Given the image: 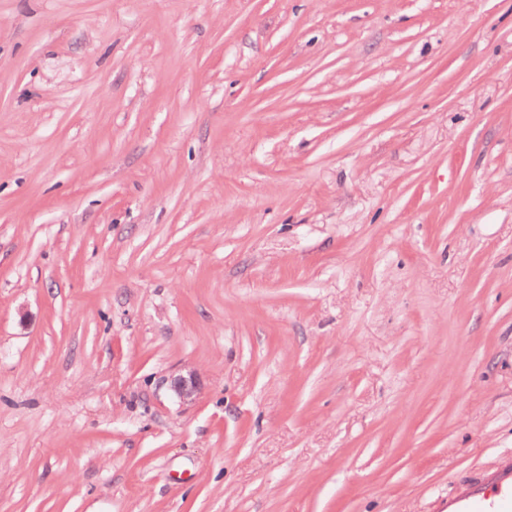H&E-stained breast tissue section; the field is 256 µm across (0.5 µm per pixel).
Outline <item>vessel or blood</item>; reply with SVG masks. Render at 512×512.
I'll use <instances>...</instances> for the list:
<instances>
[{
  "label": "vessel or blood",
  "instance_id": "vessel-or-blood-1",
  "mask_svg": "<svg viewBox=\"0 0 512 512\" xmlns=\"http://www.w3.org/2000/svg\"><path fill=\"white\" fill-rule=\"evenodd\" d=\"M448 512H512V462L470 480L449 497Z\"/></svg>",
  "mask_w": 512,
  "mask_h": 512
}]
</instances>
